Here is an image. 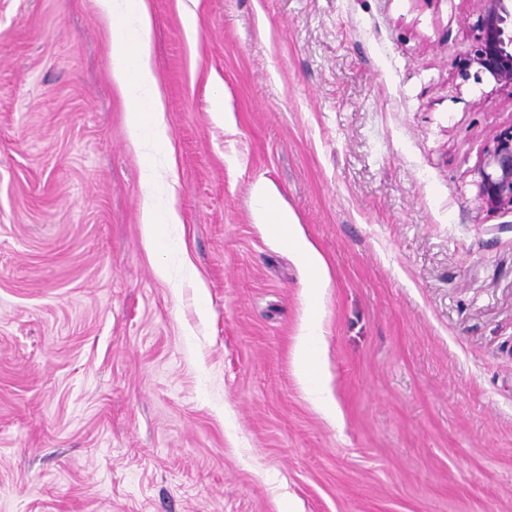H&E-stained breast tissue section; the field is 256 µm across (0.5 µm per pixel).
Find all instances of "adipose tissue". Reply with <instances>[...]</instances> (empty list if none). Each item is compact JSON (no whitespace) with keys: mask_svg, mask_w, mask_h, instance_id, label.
Masks as SVG:
<instances>
[{"mask_svg":"<svg viewBox=\"0 0 512 512\" xmlns=\"http://www.w3.org/2000/svg\"><path fill=\"white\" fill-rule=\"evenodd\" d=\"M102 13L123 25L133 27L136 40L130 52L113 57L112 72L116 80H124L127 72H135L130 92L137 97H148L150 115L133 111L127 115V127L131 140L145 147L168 144L169 127L165 119V107L158 90V81L151 55V16L147 0H99ZM159 185L155 170H148L143 179L145 206L142 213L144 237L147 243L164 241L168 225L180 223L181 217L175 203H168L165 210H157L154 198ZM254 199L263 223L271 225L273 231L287 230L289 243L297 260L309 272V285L316 288L329 279L326 260L306 237L301 224L287 210L279 208L278 195L267 185L254 189Z\"/></svg>","mask_w":512,"mask_h":512,"instance_id":"ef3b65f1","label":"adipose tissue"}]
</instances>
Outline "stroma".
I'll list each match as a JSON object with an SVG mask.
<instances>
[{
    "label": "stroma",
    "instance_id": "stroma-1",
    "mask_svg": "<svg viewBox=\"0 0 512 512\" xmlns=\"http://www.w3.org/2000/svg\"><path fill=\"white\" fill-rule=\"evenodd\" d=\"M148 4L182 217L158 247L130 29L0 0V512H512V211L476 174L512 93L462 75L479 0ZM313 313L332 420L295 372ZM254 199L263 223L271 224L273 231L279 233L283 226L288 227L289 244L297 258L309 272V285L317 288L329 279L326 260L306 237L301 224L287 210L279 208L278 195L267 185L259 184L254 189Z\"/></svg>",
    "mask_w": 512,
    "mask_h": 512
}]
</instances>
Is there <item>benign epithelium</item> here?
<instances>
[{"label": "benign epithelium", "mask_w": 512, "mask_h": 512, "mask_svg": "<svg viewBox=\"0 0 512 512\" xmlns=\"http://www.w3.org/2000/svg\"><path fill=\"white\" fill-rule=\"evenodd\" d=\"M477 45L463 62L465 75L476 80L489 74L503 88H512V0H481ZM476 173L479 197L487 208L512 210V127L497 132Z\"/></svg>", "instance_id": "7a95c632"}]
</instances>
